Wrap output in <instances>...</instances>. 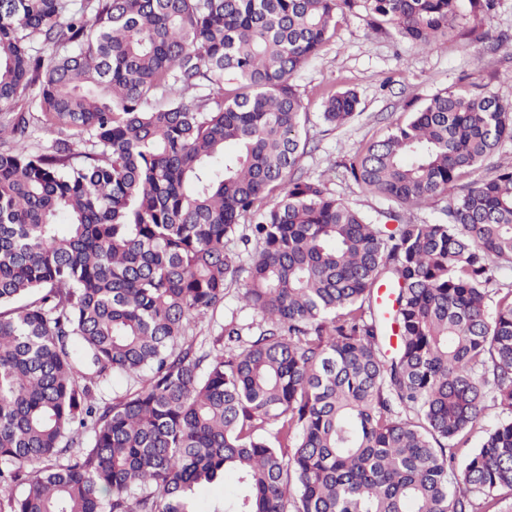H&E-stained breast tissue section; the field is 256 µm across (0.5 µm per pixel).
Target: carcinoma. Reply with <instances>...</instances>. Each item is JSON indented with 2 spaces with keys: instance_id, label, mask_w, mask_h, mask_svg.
Listing matches in <instances>:
<instances>
[{
  "instance_id": "1",
  "label": "carcinoma",
  "mask_w": 512,
  "mask_h": 512,
  "mask_svg": "<svg viewBox=\"0 0 512 512\" xmlns=\"http://www.w3.org/2000/svg\"><path fill=\"white\" fill-rule=\"evenodd\" d=\"M358 7L428 50L462 0H0V512H195L229 474L219 512H512V160L448 196L512 106L407 105L353 209L297 173L291 78ZM233 288L256 320L206 351ZM224 480L200 489L194 499V507L199 512H212L211 508L224 498Z\"/></svg>"
}]
</instances>
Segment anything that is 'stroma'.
Instances as JSON below:
<instances>
[{"label":"stroma","mask_w":512,"mask_h":512,"mask_svg":"<svg viewBox=\"0 0 512 512\" xmlns=\"http://www.w3.org/2000/svg\"><path fill=\"white\" fill-rule=\"evenodd\" d=\"M459 30L446 45L420 51L391 27L374 25L364 9L340 17L320 57L292 78L309 114L299 171L324 175L337 197L373 217L386 201L344 179L343 164L403 119L406 103L475 82L512 105V57L498 46L501 37H512V0H500L488 14L464 12ZM347 89L359 99L355 115L338 128L323 123V100Z\"/></svg>","instance_id":"stroma-1"}]
</instances>
